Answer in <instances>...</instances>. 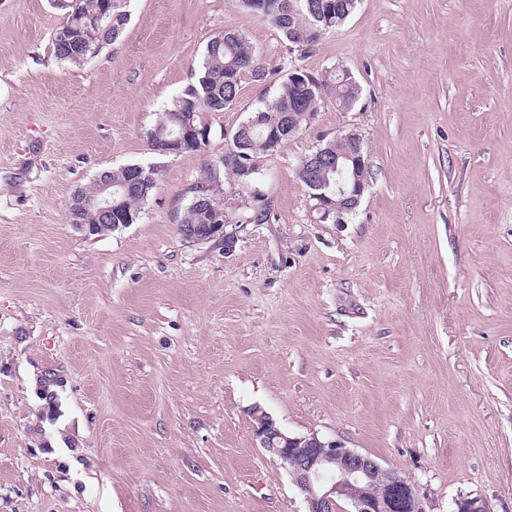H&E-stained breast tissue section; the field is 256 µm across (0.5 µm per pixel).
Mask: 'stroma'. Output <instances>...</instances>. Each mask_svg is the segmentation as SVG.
Here are the masks:
<instances>
[{"instance_id":"1","label":"stroma","mask_w":512,"mask_h":512,"mask_svg":"<svg viewBox=\"0 0 512 512\" xmlns=\"http://www.w3.org/2000/svg\"><path fill=\"white\" fill-rule=\"evenodd\" d=\"M119 39L58 62L63 16L0 0V512H308L251 413L395 469L426 512H512V0H360L308 54L235 0H131ZM241 33L268 70L200 112L198 153L146 133ZM340 66L324 102L264 156L266 224L232 251L185 240V189L221 156L284 61ZM356 130L369 189L322 219L302 158ZM152 165L137 223L66 222L103 169Z\"/></svg>"}]
</instances>
